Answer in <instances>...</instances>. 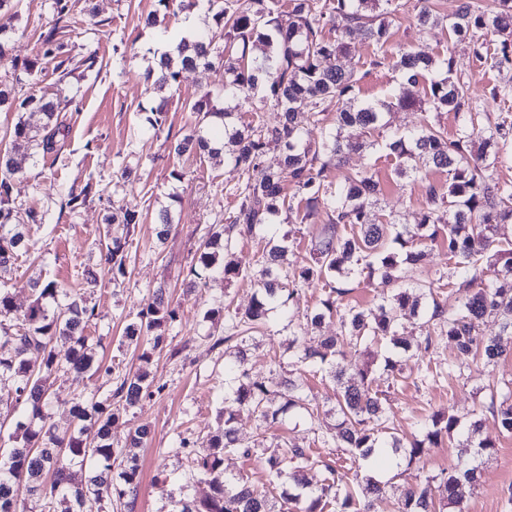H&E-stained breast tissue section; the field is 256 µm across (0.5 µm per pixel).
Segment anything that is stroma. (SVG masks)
<instances>
[{
  "mask_svg": "<svg viewBox=\"0 0 512 512\" xmlns=\"http://www.w3.org/2000/svg\"><path fill=\"white\" fill-rule=\"evenodd\" d=\"M54 0H15L16 16L4 38L9 64L0 65V81L13 85L17 98L32 96L59 102L58 120L67 128L58 136L54 152L43 155H16L20 169L14 179L12 198L19 210L36 209L42 220L26 227L31 251L1 276L17 307L33 299L36 281L54 280L71 293L82 294L95 303L99 318L87 333L100 339V355L120 373H132L140 365V351L124 343L127 325L139 322L153 291L165 288L166 297L177 306L179 318L166 332L161 350L154 353L151 375L159 393L122 411L112 425V443L123 448L130 430L141 424L152 427V438L139 448L140 484L134 503L116 502L112 512H171V494L177 493L187 468L183 455L175 453L178 436H186L195 447L209 445L211 435L224 424V415L236 412L243 441H252L265 431L269 443L286 439L313 447L323 457L344 456L334 443L316 442L317 433L335 424L331 409L333 383L326 372L311 366H297L288 353L292 331L289 315L303 316L319 303L321 291L303 286L289 312L274 311L267 326L255 333L247 350V367L253 378L278 382L289 370L310 389L319 406V415L309 418L289 412L277 422L260 425L247 409L238 408L231 395V383L224 378V367L234 359L232 350L219 345L225 335L223 322H210L206 313L217 302L239 309L249 307L254 289L249 279L207 278L195 291H188L189 274L196 251L210 227L222 225L233 204L227 188L241 185L240 171L223 159L186 155L175 157L173 143L188 134L193 117L188 110L203 90L223 92L226 75L223 66L198 72L181 73L177 86L156 92L145 79L158 53L159 37L179 41L189 17L179 0L159 7L157 0H68L69 11L57 20ZM157 13L158 22L149 26L145 18ZM56 29V41L63 54L82 58L96 53L93 70H75L68 76L55 71L51 59L40 52L42 37ZM392 45H410L429 55H450L455 70L469 84L472 101L481 104L490 116L512 113V101L502 103L486 97V87L505 84L506 75L480 66L472 45L449 37L447 31L419 29L411 8H404L390 19ZM374 48L357 39L340 62L356 71L358 97L384 100L408 95L419 97L422 86L401 82L391 67L370 68ZM34 71H27V64ZM167 98V119L161 129L147 121L151 106ZM386 132L404 131L433 121L456 135L459 123L453 113L436 114L396 108L387 112ZM396 160L372 146L346 155L343 172L370 171L384 190L379 219L395 217L404 225L418 223L425 206L428 184H443L447 173L432 172L429 182L399 180L394 175ZM184 173L174 180L172 170ZM93 183L88 201L70 209L64 207L61 190L82 188ZM136 211L125 252L127 274L122 283H112L101 260V240L106 219L121 209ZM171 213L174 227L165 240L157 231L163 213ZM452 351L447 339H440L431 351H420L405 367V377L396 385L379 379L387 394L386 406L399 436H410L419 421L432 412L447 411L462 424L481 419V437L495 444V453L480 466L479 481L463 506H448L446 512H512V435L502 434L483 408L489 401V385L512 381V353L486 364L464 361L460 371L435 384L418 382L417 374L428 362H447ZM58 395L50 414L59 428H68L72 417L70 399L87 389L99 388L108 394L102 379L86 382L60 371L53 378ZM462 451L459 437L442 441L430 449L419 463L406 466L387 462L385 470H399V477L386 496L375 501L372 512H393L404 486L414 478L428 480L430 495L441 500L440 480Z\"/></svg>",
  "mask_w": 512,
  "mask_h": 512,
  "instance_id": "stroma-1",
  "label": "stroma"
}]
</instances>
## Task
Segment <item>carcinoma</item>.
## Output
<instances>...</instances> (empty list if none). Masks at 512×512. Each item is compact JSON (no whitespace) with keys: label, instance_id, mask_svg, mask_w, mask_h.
Returning a JSON list of instances; mask_svg holds the SVG:
<instances>
[{"label":"carcinoma","instance_id":"1","mask_svg":"<svg viewBox=\"0 0 512 512\" xmlns=\"http://www.w3.org/2000/svg\"><path fill=\"white\" fill-rule=\"evenodd\" d=\"M183 6L204 12L213 26L192 40L181 39L175 54H162L158 66L146 71V79L162 90L174 87L186 69L206 70L220 64L231 75L224 85L225 106H219L210 91L189 106L195 115L192 133L174 143L173 152L179 157L191 151L222 153L224 162L239 169L244 178L241 186L230 189L235 205L224 227L209 230L191 269L194 275L200 267L227 280L245 277L257 288L245 312L221 304L207 313L213 321L224 319L227 326V335L215 345L239 342L236 363L228 370L234 400L265 424L276 422L295 406L314 416L318 405L312 404L299 379L284 378L276 395L250 377L244 344L247 334L260 328L272 309H284L294 301L299 287L319 286L323 298L320 307L306 315V326L319 327L336 317L339 331L312 347L303 342L298 324L288 349L299 363L328 367L336 383L332 439L346 449L349 463L323 460L313 449L286 440L271 449L261 447L259 441L246 444L234 414L228 413L224 429L212 436L207 448H195L189 438L178 436L176 449L190 459V465L179 487L181 494L173 500V512H272L269 495L278 488L279 512H371L370 499L382 497L388 482L368 476L357 487L350 479L358 476L353 467L400 451L411 461L420 459L456 431L459 422L437 412L421 424L420 434L401 439L390 427L384 393L375 388L377 369L371 362L349 365V350L360 345L385 346L382 371L396 382L403 374V362L411 357V346L398 329L406 318L417 317L424 330L417 348L427 351L446 336L456 351L448 364L426 366L418 375L422 382L453 372L461 357L491 362L512 351V243L501 241L502 227L512 223V184L494 174L497 165L509 160L506 146L512 142V117L501 114L494 125H484L487 115L473 105L452 57L435 58L410 47L387 49L391 34L385 14L405 7L402 0H183ZM413 10L420 26L441 24L429 0H415ZM327 29L335 36L325 37ZM447 29L456 38L468 35L478 62L499 71L512 70V0H498L492 12L484 9L482 0H460ZM356 31L378 50L371 66L387 64L408 84L429 77L425 99L358 97V78L339 63ZM218 35L224 37L222 49L216 46ZM55 36L54 27L43 36V57L56 61L55 70L63 78L70 73L72 60L62 56ZM258 43L266 47L259 60L250 56ZM323 59L330 60L326 68L320 66ZM260 91V103L279 112L274 124L265 122L254 102ZM416 105L437 113L453 112L462 117L465 127L450 138L444 128L428 121L416 129L394 132L383 141L384 149L396 159V177L421 178L431 171L448 174L447 183L428 185L426 208L411 229L393 219L385 223L372 219L381 195L373 176L348 173L332 181L328 173L341 167L344 154L363 149L366 137L383 129L385 112ZM13 106L27 111L29 117L20 118L14 126L11 149L0 151V271L4 273L20 252L28 250L11 197L18 173L13 152L40 149L47 153L60 133L56 103L33 97L18 102L14 88L0 83V108ZM246 106L251 121L239 128L227 122L233 110ZM329 111L336 112V129L326 131L318 141H308L301 115L306 113L318 123ZM271 149L281 153L276 170L264 165ZM285 179L296 189L290 198L281 194ZM92 189L90 183L78 192L68 189L62 194L64 205L84 204ZM282 214L290 224H311L323 217L301 262L288 266L286 235L280 240L259 239V267L253 272L226 258L234 236L251 237ZM135 222L136 213L128 210L123 227L106 233L105 262L115 285L126 275L124 248L129 225ZM439 243L448 254V274L424 283L407 278V269L418 265L426 249ZM362 275L376 280L382 293L372 308H348L343 304L347 290L341 284ZM454 279L467 288L459 307L449 310L437 294ZM164 294V289H156L140 322L126 327L125 338L131 344L152 336L151 349L140 355L144 366L120 378L115 390L101 401L93 393L71 399L72 425L61 431L49 413L56 398L52 375L65 370L78 380L100 373L112 376V366L96 357L92 337L85 334L98 317L96 307L70 295L57 281L46 280L36 283L34 300L17 313L8 289L0 287V383L11 384L17 413L9 436L12 446L0 453V512H29L32 498L45 501L48 508L59 503L63 512L92 508L106 512L112 499L136 496L140 482L136 456H126L125 467L118 476L112 475L118 458L112 447L116 419L112 405L134 406L154 394V380L145 365L178 318V309L165 301ZM490 316L500 320V331L484 336L481 326ZM487 411L502 431L512 434L511 381L490 388ZM480 428L479 420L470 424L466 441L472 451L442 478L446 501L453 505L464 503L478 481V460L495 448L491 441L479 438ZM260 447L271 487L264 494L249 479L224 473V453L237 451L248 457ZM74 465L89 468L87 480L73 481ZM315 466L325 478L319 488L312 489L305 472ZM202 481L209 484V495L197 500L184 494ZM395 512H437L428 483L415 479Z\"/></svg>","mask_w":512,"mask_h":512}]
</instances>
